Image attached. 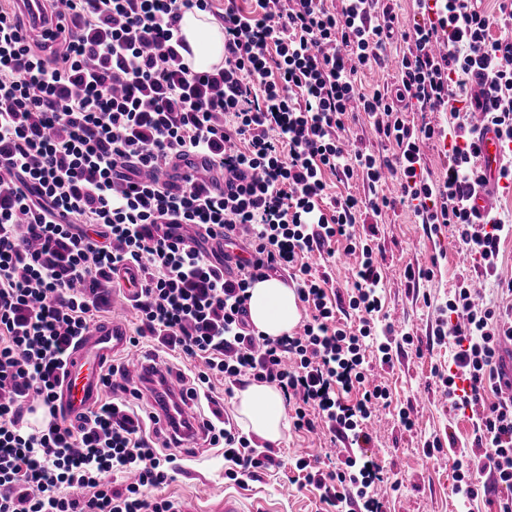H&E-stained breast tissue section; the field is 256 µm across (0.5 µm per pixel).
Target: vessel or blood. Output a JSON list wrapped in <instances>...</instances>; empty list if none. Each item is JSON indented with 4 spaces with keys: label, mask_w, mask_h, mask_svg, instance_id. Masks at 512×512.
<instances>
[{
    "label": "vessel or blood",
    "mask_w": 512,
    "mask_h": 512,
    "mask_svg": "<svg viewBox=\"0 0 512 512\" xmlns=\"http://www.w3.org/2000/svg\"><path fill=\"white\" fill-rule=\"evenodd\" d=\"M478 136L479 162L487 174L488 182L473 195L471 204L483 213L490 207V196L495 188L494 182L505 151L494 130L480 129ZM139 276L137 268L132 266L117 269L113 273V283L121 287L112 304L114 315L108 322L91 325L74 349L68 361L60 393L62 411L77 414L86 411L99 400L102 394L100 367L115 354L119 353L126 357L125 376L129 384H139L145 364L138 352L130 348V336L121 318L123 310L134 294V284Z\"/></svg>",
    "instance_id": "b4317fda"
}]
</instances>
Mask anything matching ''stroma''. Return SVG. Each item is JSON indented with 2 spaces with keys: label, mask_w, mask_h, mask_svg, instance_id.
Instances as JSON below:
<instances>
[{
  "label": "stroma",
  "mask_w": 512,
  "mask_h": 512,
  "mask_svg": "<svg viewBox=\"0 0 512 512\" xmlns=\"http://www.w3.org/2000/svg\"><path fill=\"white\" fill-rule=\"evenodd\" d=\"M384 266L379 292L382 310L377 327L394 325L392 362L375 368L391 396L389 406L379 408L370 423L372 456L393 474L396 484L387 497L385 512H497L496 490L469 499L455 491L453 463L473 447L475 434L467 413L453 411L445 400L439 373L453 365L448 346L433 336L434 308L447 301L462 277L482 283L484 301L512 305L500 295L494 279L483 278L480 268L466 262L458 243L446 231H428L408 208L383 209L376 221L366 224ZM314 268L328 275V297L345 295L354 274L355 256L313 255ZM433 269V277L407 281L408 269ZM412 343H405V336ZM411 409L417 422L405 428L400 410ZM439 449H432V442ZM176 468L162 494L189 512H224L225 493H234L247 503H267L271 512H324L320 492L299 480L294 470L297 459L318 463L324 470L337 465V451L329 433H305L288 429L274 445V464L257 478L237 484L224 477V452L219 448L199 449L188 456L175 449Z\"/></svg>",
  "instance_id": "35a3bbf8"
}]
</instances>
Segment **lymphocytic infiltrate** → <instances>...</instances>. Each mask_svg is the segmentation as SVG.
Wrapping results in <instances>:
<instances>
[{"label": "lymphocytic infiltrate", "mask_w": 512, "mask_h": 512, "mask_svg": "<svg viewBox=\"0 0 512 512\" xmlns=\"http://www.w3.org/2000/svg\"><path fill=\"white\" fill-rule=\"evenodd\" d=\"M254 2L247 11L224 0V63L200 72L179 52V22L186 10L210 11L211 0H67L58 19L54 0H43L51 29L18 0L0 5V512H176L158 491L188 421L155 426L171 391L145 401L115 387L111 365L101 372L110 397L77 419L39 429L26 419L31 400L55 408L67 358L107 305L118 267L142 272L132 344L147 337L158 352L202 360L181 397L238 483L271 466L273 450L252 446L216 381L228 397L249 380L275 385L296 430L323 425L352 448L370 445L365 422L390 397L366 380L371 359L390 362L393 330H374L383 267L355 226L393 202L330 197L325 174L373 187L390 173L400 204L498 273L512 226L469 209L484 182L470 119L481 115L512 143V26L500 22L512 18V0H499L495 15L483 0H415L405 23L378 0ZM397 37L406 43L398 87L362 92L358 72ZM355 112L374 118L396 148L391 159L345 137ZM410 112H447L454 124H415ZM444 132L452 143L437 184L422 147ZM181 162L195 171L176 185L167 170ZM207 240L234 241L250 258L227 273L229 256L209 253ZM336 243L357 258L347 290L354 328L339 322L309 262ZM285 271L307 318L274 339L250 324L248 289ZM435 312L436 338L455 350L442 383L452 408L470 410L480 449L456 459V489L476 497L490 477L506 493L499 512H512V365L502 354L512 312L479 303L469 281ZM295 466L327 506L383 512L378 490L392 477L373 457L348 456L327 472L302 458Z\"/></svg>", "instance_id": "1"}]
</instances>
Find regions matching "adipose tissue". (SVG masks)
Instances as JSON below:
<instances>
[{"mask_svg":"<svg viewBox=\"0 0 512 512\" xmlns=\"http://www.w3.org/2000/svg\"><path fill=\"white\" fill-rule=\"evenodd\" d=\"M188 47L186 59L197 70H207L224 61V32L220 26L195 10L186 11L180 22ZM249 316L254 328L277 338L290 333L299 320L295 289L280 278L269 277L253 283ZM238 419L246 432L278 442L287 427L280 390L266 383H252L238 391L235 403Z\"/></svg>","mask_w":512,"mask_h":512,"instance_id":"obj_1","label":"adipose tissue"}]
</instances>
